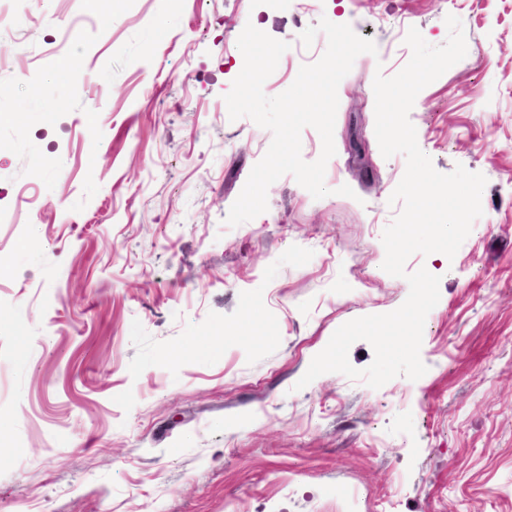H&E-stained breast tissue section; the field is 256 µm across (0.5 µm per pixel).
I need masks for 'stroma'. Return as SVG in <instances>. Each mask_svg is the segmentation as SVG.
Returning a JSON list of instances; mask_svg holds the SVG:
<instances>
[{
	"mask_svg": "<svg viewBox=\"0 0 512 512\" xmlns=\"http://www.w3.org/2000/svg\"><path fill=\"white\" fill-rule=\"evenodd\" d=\"M0 21V512H512V0H11ZM463 25L410 112L483 214L439 276L427 372L297 383L344 323L407 298L382 263L406 160L375 135L376 73ZM371 39L338 86L329 196L286 175L229 210L272 134L230 120L246 24L288 43L266 95ZM349 185L353 197L338 195ZM35 249H27V242Z\"/></svg>",
	"mask_w": 512,
	"mask_h": 512,
	"instance_id": "35a3bbf8",
	"label": "stroma"
}]
</instances>
